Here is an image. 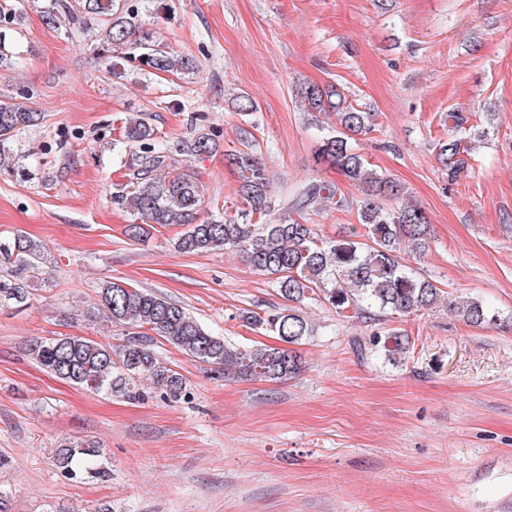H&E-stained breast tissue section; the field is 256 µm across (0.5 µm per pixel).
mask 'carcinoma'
<instances>
[{
	"label": "carcinoma",
	"instance_id": "1",
	"mask_svg": "<svg viewBox=\"0 0 512 512\" xmlns=\"http://www.w3.org/2000/svg\"><path fill=\"white\" fill-rule=\"evenodd\" d=\"M20 17L19 7L0 0V30H9ZM68 20L80 33L93 34L91 52L98 65L112 69L118 60L131 55L141 69L150 73L190 74L198 68L188 56L164 50L149 36L136 38L140 27L138 7L131 0H52L45 22L55 26ZM300 104L308 112H319L327 119L320 144V160L336 167L354 184L361 186L363 198L357 204L359 226H351L336 240L319 237L314 225L290 218L268 223L272 211L271 179L266 165L252 149L254 136L246 128L240 136L244 148L225 154L229 167L239 177L238 193L244 209L237 217H215L198 221L206 185L197 172L178 167L180 157L208 154L218 147L217 135L202 133L190 140L158 144L155 128L142 117H130L122 130L124 148L132 159L125 181L113 201L125 205L144 220L127 226L128 235L139 238L158 225L184 226L175 248L183 253H206L235 249L259 274L272 279L280 295L299 303L318 293L357 318L377 321L385 313L408 318L435 307L441 289L434 281L420 276L408 259H417L431 248L429 220L419 207L405 201L404 188L391 177L378 172L351 145L354 137L372 131L376 113L352 104L336 86L306 84L298 91ZM43 113L30 106V93L24 88L16 95L0 99V176L15 170L17 137L38 126ZM467 117L448 113L450 137L438 142L437 157L448 180L453 182L468 171L469 152L452 133L463 128ZM345 199L330 183L313 180L293 200L298 214L320 202ZM44 247L21 232L0 236V304H27L31 291L45 281ZM451 316L476 326L488 324L493 315L480 300L446 302ZM115 325L131 329L119 345L93 341L82 336L37 337L28 355L55 377L76 387L107 395L134 397L135 382L149 379L163 397L177 399L185 390L183 376L171 368L154 349L160 338L187 356L233 371L243 377L282 380L300 369L294 346L311 335L307 320L288 308L246 316L253 324L274 333L284 346L237 350L224 339L206 330L182 305L165 297L124 283L108 281L99 292L97 310ZM385 355L406 352L408 341L400 333L385 339L373 338ZM99 448L91 441L62 445L56 465L73 476L98 464Z\"/></svg>",
	"mask_w": 512,
	"mask_h": 512
}]
</instances>
